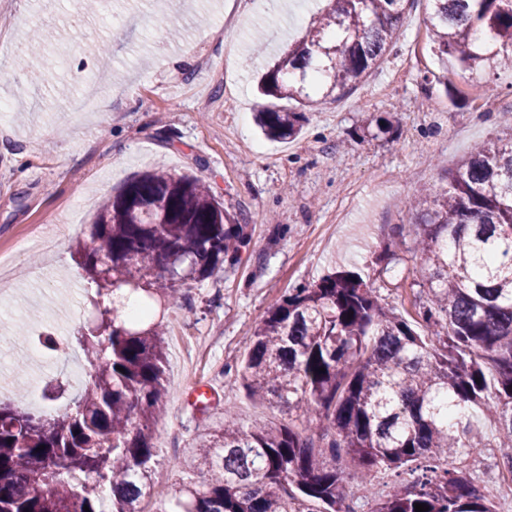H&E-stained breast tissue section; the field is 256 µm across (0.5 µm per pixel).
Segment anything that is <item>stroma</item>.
<instances>
[{
  "label": "stroma",
  "instance_id": "obj_1",
  "mask_svg": "<svg viewBox=\"0 0 512 512\" xmlns=\"http://www.w3.org/2000/svg\"><path fill=\"white\" fill-rule=\"evenodd\" d=\"M322 0H288L282 18L268 0H111L107 16L70 12L67 0H0V399L23 406L33 376L84 378L78 347L33 364L30 326L52 317L76 334L91 323L96 287L74 260L88 243L102 198L144 172L192 174L233 214L248 220L249 246L238 264L161 300L167 328L168 402L158 421L156 492L145 512H168L174 466L199 438L236 410L246 425L287 422L278 407L250 398L233 374L269 306L290 288L335 267L369 275L385 302L415 316L425 274L414 251L404 202L446 175L475 147L512 139V88L493 77L463 78L431 49L428 0H412L395 46L353 92L313 106L299 139L273 141L255 123L262 99L256 73L279 54ZM178 15L179 40L143 29L141 11ZM48 33L42 81L30 99L27 33ZM106 43L107 55L88 47ZM92 91L88 111H69L52 88ZM461 99L450 100L446 86ZM108 100L111 111L99 104ZM384 119L390 131L378 134ZM395 253L393 272L378 258ZM208 386L210 403L193 392Z\"/></svg>",
  "mask_w": 512,
  "mask_h": 512
}]
</instances>
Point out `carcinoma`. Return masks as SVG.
I'll list each match as a JSON object with an SVG mask.
<instances>
[{
  "label": "carcinoma",
  "mask_w": 512,
  "mask_h": 512,
  "mask_svg": "<svg viewBox=\"0 0 512 512\" xmlns=\"http://www.w3.org/2000/svg\"><path fill=\"white\" fill-rule=\"evenodd\" d=\"M405 2L331 0L262 75L263 94L300 108L259 113L265 134L300 136L302 108L360 84L393 46ZM430 2L439 55L471 80L486 71L512 79V0ZM407 208L421 209L416 249L428 273L418 323L355 270L289 289L268 308L238 371L252 397L288 411V423L246 426L225 409L176 462L200 475L172 488L171 512H356L354 504L415 512L416 503L496 512L459 461L500 448L512 468V142L478 147L448 171L446 188ZM246 229L201 179L147 172L102 204L77 265L121 299L148 275L155 294L173 297L177 283L238 263ZM75 343L91 370L69 410L0 403V512H145L153 495L166 395L161 323L141 330L103 316ZM488 414L491 436L479 420ZM340 452L366 474L417 466L377 498L350 490V473L326 462Z\"/></svg>",
  "instance_id": "1"
}]
</instances>
